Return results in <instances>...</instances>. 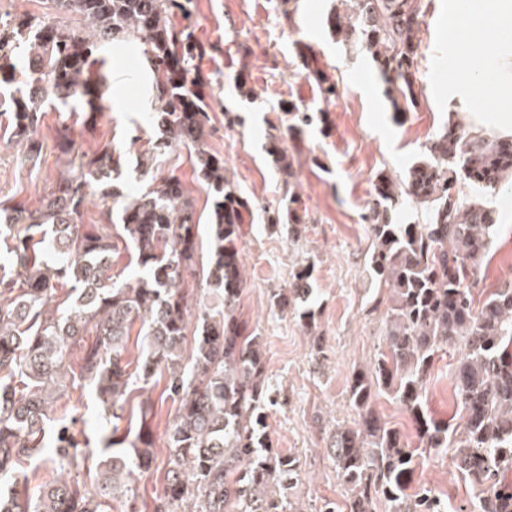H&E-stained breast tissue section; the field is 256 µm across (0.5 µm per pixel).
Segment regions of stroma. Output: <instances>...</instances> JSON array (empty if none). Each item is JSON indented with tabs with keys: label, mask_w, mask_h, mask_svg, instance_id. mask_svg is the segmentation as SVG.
<instances>
[{
	"label": "stroma",
	"mask_w": 512,
	"mask_h": 512,
	"mask_svg": "<svg viewBox=\"0 0 512 512\" xmlns=\"http://www.w3.org/2000/svg\"><path fill=\"white\" fill-rule=\"evenodd\" d=\"M420 54L416 69V105L399 114L385 95V85L361 48L343 43L328 18L336 0H192L195 36L214 45L201 63L214 86L207 144L223 156L224 174L238 183L256 206L277 205L283 175L267 153L274 129H285L288 118L282 103L293 101L323 115L303 132V151L294 158L295 182L309 223L296 236L267 231L262 220L245 224L240 243L246 268L245 288L237 316L258 329L267 375L281 390L269 414L272 444L300 455L303 469L294 493L306 512L321 501L343 502L346 489L325 452V424H347L353 418L346 386L354 369L369 366L383 347L382 313L365 309L370 277L365 267L371 238L361 215L373 194L379 172L403 176L418 159L421 147L449 119L460 112L448 109L437 74L448 48V0H421ZM311 47L328 83L337 95L324 101L321 89L308 78L301 53ZM104 109L94 120L72 113L69 124L81 150L112 142L127 159L118 185L122 191L139 184L137 164L153 153L161 134L145 115L153 98L149 67L139 51L125 45L106 53ZM5 117L0 116V200L35 202L62 169L56 153L29 161L8 141ZM162 173L180 177L201 216L210 213L211 196L195 181L186 148L167 149L157 158ZM483 202L497 213L491 250L481 269V287L491 288L512 279V206L501 195ZM312 259L322 364L310 358L312 337L304 335L291 313L269 310V294L284 288L294 265ZM454 353H439L430 372L427 407L437 419L458 423L461 410L453 397L451 369ZM137 392L149 395L155 406L152 421L154 460L132 485L141 512H151L156 491L167 475L164 433L172 423L176 402L166 380L154 376L138 382ZM64 405L75 419L76 437L99 449L111 427L100 416L92 388L73 392ZM414 485L432 488L445 512H461L472 491L455 472L450 455L430 456L414 474Z\"/></svg>",
	"instance_id": "1"
}]
</instances>
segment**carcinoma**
Instances as JSON below:
<instances>
[{
	"label": "carcinoma",
	"mask_w": 512,
	"mask_h": 512,
	"mask_svg": "<svg viewBox=\"0 0 512 512\" xmlns=\"http://www.w3.org/2000/svg\"><path fill=\"white\" fill-rule=\"evenodd\" d=\"M73 28L26 15L0 20V89L10 91L7 126L26 156L45 147L35 137L44 107L58 112L54 148L67 169L45 189L36 208L0 201V482L15 478L25 461L51 465L55 476L36 494L0 492V512H112L128 497L135 471L149 469L154 403H137L135 439H115L132 378L149 382L167 375L177 401L168 426L166 482L153 512H304L293 497L301 471L299 455L272 445L269 408L279 391L266 377L260 336L236 317L247 286L240 242L253 207L224 177V158L206 144L212 98L198 61L208 50L194 34L191 0H53ZM336 35L370 54L386 95L398 92L415 104L420 44V0H340ZM138 46L153 75L151 119L161 131L157 152L189 149L196 180L212 194L207 224L208 261L198 267L194 200L181 179L160 176L140 163L142 185L117 189L123 155L103 141L90 153L74 148L69 113L89 117L103 110L105 82L93 70L95 57L113 46ZM291 152L303 145L308 109L288 107ZM282 135L270 136L269 152L283 181L280 206L263 208L275 230L306 223L291 180ZM403 178L380 173L362 219L369 224L367 270L374 283L366 311H383L384 346L370 366L349 379L352 425H336L325 452L348 486L342 504L325 500L319 512H442L426 487L411 489L425 452H452L453 466L473 498L467 512H512V280L475 295L478 273L489 253L494 211L466 198L464 189L497 193L512 181V139H493L446 122ZM112 197L95 224L85 223L90 196ZM407 199L416 220L404 222ZM123 244L143 271L137 281L109 275ZM313 263H301L288 287L270 295V306L291 311L307 333L316 330L310 280ZM199 290L187 292L189 280ZM196 318L192 368L183 365L190 318ZM144 329L145 357L127 359L135 322ZM459 354L452 370L459 423L432 417L425 406L435 355ZM94 388L105 418L115 421L108 451L97 463L92 488L72 470L89 454L72 431L60 400ZM383 392L406 412L419 446H409L399 428L373 408ZM53 426L52 441L46 426Z\"/></svg>",
	"instance_id": "obj_1"
}]
</instances>
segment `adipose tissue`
I'll return each mask as SVG.
<instances>
[{
	"mask_svg": "<svg viewBox=\"0 0 512 512\" xmlns=\"http://www.w3.org/2000/svg\"><path fill=\"white\" fill-rule=\"evenodd\" d=\"M448 53L458 56L472 41L474 31L488 33L496 46L494 68L498 78L493 94L495 112L476 114L471 124L476 132L512 137V0H473L466 8L448 6Z\"/></svg>",
	"mask_w": 512,
	"mask_h": 512,
	"instance_id": "1",
	"label": "adipose tissue"
}]
</instances>
